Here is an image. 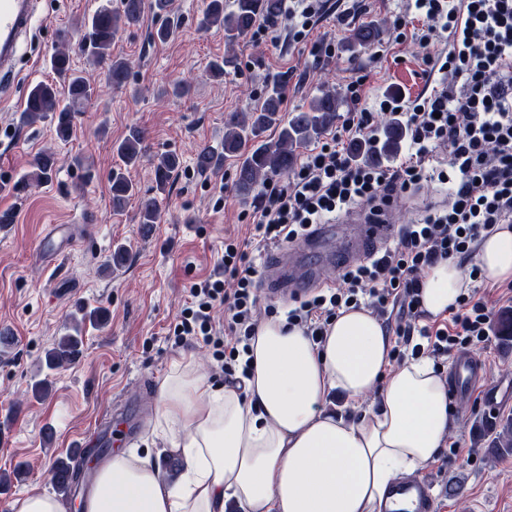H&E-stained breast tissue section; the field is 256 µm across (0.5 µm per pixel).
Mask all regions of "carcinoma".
<instances>
[{"label": "carcinoma", "instance_id": "1", "mask_svg": "<svg viewBox=\"0 0 512 512\" xmlns=\"http://www.w3.org/2000/svg\"><path fill=\"white\" fill-rule=\"evenodd\" d=\"M150 10L161 19L151 37L165 43L174 38L180 29L179 20L172 16V0H120L117 6L106 4L88 20L82 44L94 61L107 66V79L112 85L123 87L129 77V63L112 59V42L126 29L140 23L144 10ZM280 0H207L200 25L224 30V42L234 45L243 40L259 21H274L280 14ZM381 28L367 22L351 35V43L370 45L380 39ZM50 69L61 83L39 82L27 94L23 120L33 122L51 118L58 139L66 141L73 134L75 113L81 111L97 92V87L71 66L69 49L57 50L50 58ZM282 91L279 86L267 91L254 107L232 112L224 122V151L203 147L197 155V165L203 170H217L224 160L237 161V191L243 198L250 197L271 175L286 174L291 169L296 150L320 138L336 123L340 109L345 105L342 93L334 87H325L314 96L307 107L285 115L281 109ZM278 131L277 138L266 137L269 129ZM405 132L395 120L388 121L374 138V144L361 146L356 157L370 161L381 156L397 154ZM142 132L130 128L128 134L114 146L120 165L112 170V206L116 210L136 191L127 179L124 169L136 165L142 158ZM180 158L165 152L154 164V181L157 194L143 195L139 199L140 223L150 227L161 219L158 195L164 193L179 169ZM54 158L48 153H38L31 160V177L42 180L51 175ZM105 312L94 308L82 311L81 317L73 316L65 325V333L46 353V367L56 370L70 363L79 354L86 324L100 325ZM490 446L512 452V418L492 429Z\"/></svg>", "mask_w": 512, "mask_h": 512}]
</instances>
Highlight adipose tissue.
<instances>
[{
  "label": "adipose tissue",
  "instance_id": "adipose-tissue-1",
  "mask_svg": "<svg viewBox=\"0 0 512 512\" xmlns=\"http://www.w3.org/2000/svg\"><path fill=\"white\" fill-rule=\"evenodd\" d=\"M478 264L512 279V227L483 234ZM468 286L444 260L422 280V307L442 317ZM391 340L365 308L340 310L323 342L285 318L262 321L242 388L174 361L158 388L147 440L165 442L184 468L167 475L151 449L102 460L81 512H382L393 479L421 471L444 448L451 421L445 378L427 357L391 367ZM370 398L359 417L333 396Z\"/></svg>",
  "mask_w": 512,
  "mask_h": 512
}]
</instances>
